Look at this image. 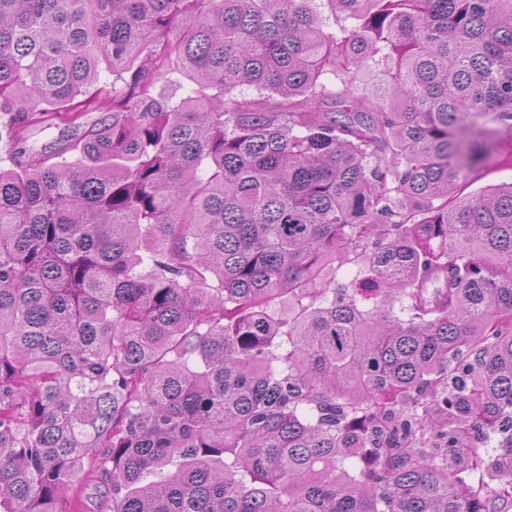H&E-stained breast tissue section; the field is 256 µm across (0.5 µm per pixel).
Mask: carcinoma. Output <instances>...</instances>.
<instances>
[{
	"label": "carcinoma",
	"mask_w": 512,
	"mask_h": 512,
	"mask_svg": "<svg viewBox=\"0 0 512 512\" xmlns=\"http://www.w3.org/2000/svg\"><path fill=\"white\" fill-rule=\"evenodd\" d=\"M1 141L0 512H512V0H0ZM511 180L512 168H509L507 164L493 165L491 168L481 171L476 179L463 186V194L476 193L490 186L510 182Z\"/></svg>",
	"instance_id": "cac0c4a2"
}]
</instances>
